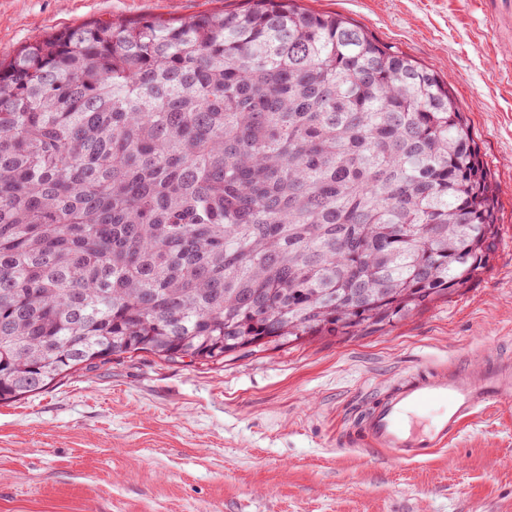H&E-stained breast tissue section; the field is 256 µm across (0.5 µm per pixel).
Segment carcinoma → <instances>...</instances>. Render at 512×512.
Wrapping results in <instances>:
<instances>
[{
	"label": "carcinoma",
	"mask_w": 512,
	"mask_h": 512,
	"mask_svg": "<svg viewBox=\"0 0 512 512\" xmlns=\"http://www.w3.org/2000/svg\"><path fill=\"white\" fill-rule=\"evenodd\" d=\"M497 209L448 83L340 14L53 32L0 62V401L378 329L479 280Z\"/></svg>",
	"instance_id": "1"
}]
</instances>
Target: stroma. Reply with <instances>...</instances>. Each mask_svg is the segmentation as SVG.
Returning a JSON list of instances; mask_svg holds the SVG:
<instances>
[{"label": "stroma", "instance_id": "35a3bbf8", "mask_svg": "<svg viewBox=\"0 0 512 512\" xmlns=\"http://www.w3.org/2000/svg\"><path fill=\"white\" fill-rule=\"evenodd\" d=\"M240 0H0V59L51 29L187 19ZM448 81L499 200L491 269L360 336H315L221 364L139 352L0 404V512H512V412L479 416L422 464L345 444L407 371L512 353V25L477 0H301Z\"/></svg>", "mask_w": 512, "mask_h": 512}]
</instances>
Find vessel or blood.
Listing matches in <instances>:
<instances>
[{
	"instance_id": "1",
	"label": "vessel or blood",
	"mask_w": 512,
	"mask_h": 512,
	"mask_svg": "<svg viewBox=\"0 0 512 512\" xmlns=\"http://www.w3.org/2000/svg\"><path fill=\"white\" fill-rule=\"evenodd\" d=\"M486 24L512 22V0H481ZM512 405V359L430 366L379 389L355 420V446L376 448L394 462L424 463L480 415Z\"/></svg>"
}]
</instances>
